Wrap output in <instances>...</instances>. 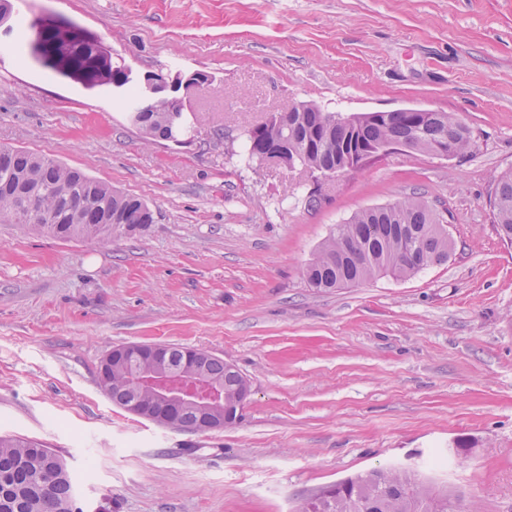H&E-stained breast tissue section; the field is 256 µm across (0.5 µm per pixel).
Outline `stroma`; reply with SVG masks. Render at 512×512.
I'll return each mask as SVG.
<instances>
[{
	"label": "stroma",
	"mask_w": 512,
	"mask_h": 512,
	"mask_svg": "<svg viewBox=\"0 0 512 512\" xmlns=\"http://www.w3.org/2000/svg\"><path fill=\"white\" fill-rule=\"evenodd\" d=\"M134 71L210 80L189 141L148 142L126 96L0 40V146L141 198L154 221L96 240L0 224V434L60 456L84 512H297L380 466L512 512V243L490 200L512 171V0H14ZM300 102L454 112L462 155L381 156L313 180L243 159L245 130ZM418 197L447 262L319 290L306 264L355 212ZM128 343L232 363L251 394L214 432L112 405L98 371Z\"/></svg>",
	"instance_id": "35a3bbf8"
}]
</instances>
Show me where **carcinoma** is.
Segmentation results:
<instances>
[{"mask_svg":"<svg viewBox=\"0 0 512 512\" xmlns=\"http://www.w3.org/2000/svg\"><path fill=\"white\" fill-rule=\"evenodd\" d=\"M93 89L123 74L112 63V52L94 39L79 46L62 42L55 59L42 63ZM128 117L148 125L147 138L160 140L186 131L184 105L160 101L142 111L132 92ZM300 112H275L247 131L244 158L273 160L278 150L295 165L312 172L357 166L383 155L393 145L417 152L463 154L471 131L449 112H362L350 123L329 124L334 112L300 103ZM28 205L45 219L32 228L60 239H90L94 226L118 211L127 224H151L153 215L141 199L92 179L78 169L25 150L0 148V223L25 224L21 207ZM500 236L512 242V172L497 181L491 200ZM453 243L437 211L420 199H405L354 213L321 245L304 276L313 288L332 289L369 281L380 274L408 277L448 260ZM167 365L187 376H202L224 387V400L236 412L241 373L223 360L204 353L195 360L187 349L168 347ZM147 361L131 363L111 351L104 359L99 384L113 404L136 405L145 416L170 421L184 431L201 432L219 425L224 413L204 416L194 406L170 408L148 389L136 387ZM75 496L65 462L37 441L0 436V512H74ZM299 512H479L477 504L436 491L420 472L372 469L347 478L306 500Z\"/></svg>","mask_w":512,"mask_h":512,"instance_id":"1","label":"carcinoma"}]
</instances>
